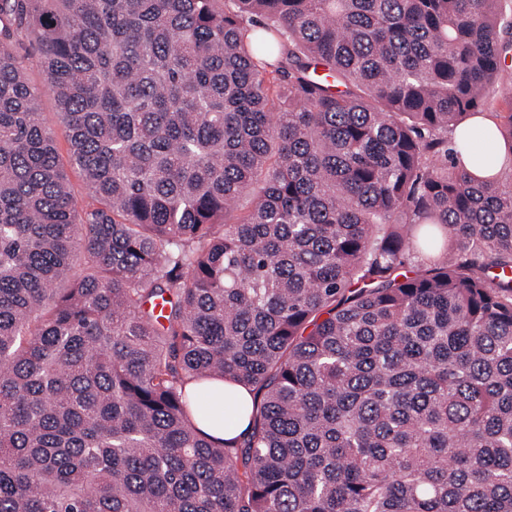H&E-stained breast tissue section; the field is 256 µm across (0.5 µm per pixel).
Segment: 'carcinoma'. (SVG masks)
Masks as SVG:
<instances>
[{
  "instance_id": "1",
  "label": "carcinoma",
  "mask_w": 512,
  "mask_h": 512,
  "mask_svg": "<svg viewBox=\"0 0 512 512\" xmlns=\"http://www.w3.org/2000/svg\"><path fill=\"white\" fill-rule=\"evenodd\" d=\"M499 2L0 0V512H512ZM19 56L28 61L27 78L29 82L37 87L42 86L45 77L41 68L37 65L38 51L33 37L24 38L21 44L16 45ZM510 96L512 102V88L510 95V92L505 94V91H503L501 87H495L491 92L485 111L473 119V124L481 126L487 134L497 132L498 124L496 119L499 124H503V116L506 115V112H509ZM38 108L41 112H44V116L49 122L56 140V147L61 162L65 165L68 171L70 185L74 200L76 202L78 210L88 208L90 199L88 197L87 190L83 183L82 177L77 169L69 167V140L67 137L66 129L53 121L54 103L48 95H43L39 102ZM226 386H228L226 388ZM225 391H218L222 398L227 396L239 407L235 420L227 421L199 419V427L216 438L230 440L240 436L248 427L251 408V395L244 387L234 383H223Z\"/></svg>"
}]
</instances>
